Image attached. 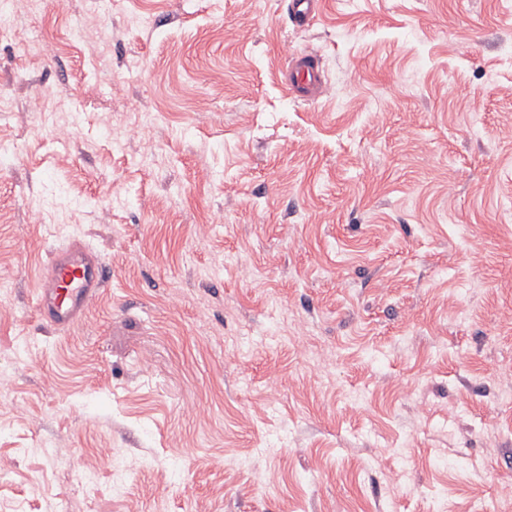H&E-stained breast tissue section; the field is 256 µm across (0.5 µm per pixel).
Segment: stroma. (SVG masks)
<instances>
[{"instance_id":"stroma-1","label":"stroma","mask_w":512,"mask_h":512,"mask_svg":"<svg viewBox=\"0 0 512 512\" xmlns=\"http://www.w3.org/2000/svg\"><path fill=\"white\" fill-rule=\"evenodd\" d=\"M288 2L15 0L0 512H499L512 0ZM76 241L108 280L56 329L41 271ZM288 61V88L303 101H318L325 90V81L317 57L310 53L285 50Z\"/></svg>"}]
</instances>
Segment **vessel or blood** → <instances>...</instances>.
Segmentation results:
<instances>
[{"label": "vessel or blood", "mask_w": 512, "mask_h": 512, "mask_svg": "<svg viewBox=\"0 0 512 512\" xmlns=\"http://www.w3.org/2000/svg\"><path fill=\"white\" fill-rule=\"evenodd\" d=\"M288 88L296 98L315 102L325 90V81L315 55L291 51ZM108 278L101 256L75 242L53 249L43 269V286L37 301L39 315L49 325L64 328L78 322L87 303L103 288Z\"/></svg>", "instance_id": "vessel-or-blood-1"}]
</instances>
